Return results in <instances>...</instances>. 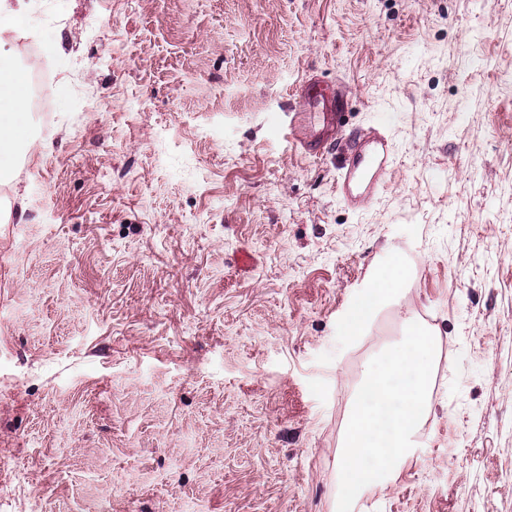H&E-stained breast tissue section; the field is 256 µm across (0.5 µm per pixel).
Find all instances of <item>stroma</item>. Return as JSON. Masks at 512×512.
<instances>
[{"label":"stroma","mask_w":512,"mask_h":512,"mask_svg":"<svg viewBox=\"0 0 512 512\" xmlns=\"http://www.w3.org/2000/svg\"><path fill=\"white\" fill-rule=\"evenodd\" d=\"M25 2L0 54L49 48L56 122L0 179V512H336L414 322L426 423L352 512H512V0ZM311 78L394 143L367 208L279 123ZM404 276V270L396 260H392L381 272L369 279L362 299L355 307L353 321L370 314L381 302L389 299Z\"/></svg>","instance_id":"1"}]
</instances>
